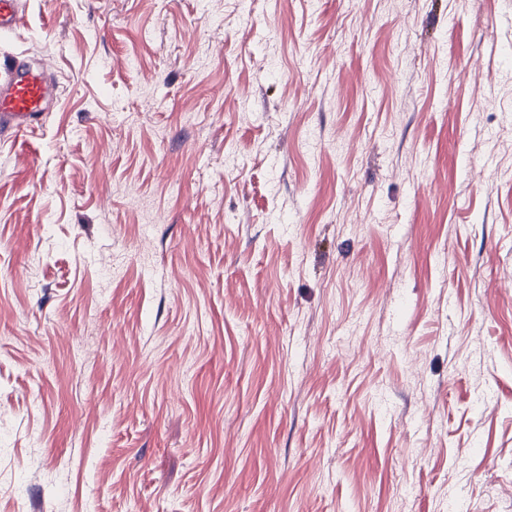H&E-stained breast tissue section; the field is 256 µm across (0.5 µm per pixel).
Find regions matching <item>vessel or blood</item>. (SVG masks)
Segmentation results:
<instances>
[{
    "label": "vessel or blood",
    "mask_w": 512,
    "mask_h": 512,
    "mask_svg": "<svg viewBox=\"0 0 512 512\" xmlns=\"http://www.w3.org/2000/svg\"><path fill=\"white\" fill-rule=\"evenodd\" d=\"M22 12L23 0H0V36L17 28ZM57 96L58 86L43 64L17 58L0 62V135L29 131Z\"/></svg>",
    "instance_id": "obj_1"
}]
</instances>
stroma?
I'll list each match as a JSON object with an SVG mask.
<instances>
[{"mask_svg":"<svg viewBox=\"0 0 512 512\" xmlns=\"http://www.w3.org/2000/svg\"><path fill=\"white\" fill-rule=\"evenodd\" d=\"M0 512H512V0H27ZM57 96L58 86L42 63L17 58L0 62V135L29 131Z\"/></svg>","mask_w":512,"mask_h":512,"instance_id":"1","label":"stroma"}]
</instances>
